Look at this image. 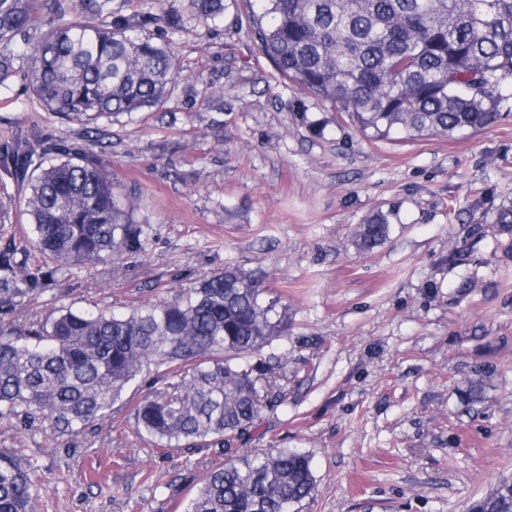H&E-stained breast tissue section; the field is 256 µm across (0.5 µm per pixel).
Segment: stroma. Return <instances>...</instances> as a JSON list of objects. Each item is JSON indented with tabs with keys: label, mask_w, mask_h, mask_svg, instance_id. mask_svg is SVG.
<instances>
[{
	"label": "stroma",
	"mask_w": 512,
	"mask_h": 512,
	"mask_svg": "<svg viewBox=\"0 0 512 512\" xmlns=\"http://www.w3.org/2000/svg\"><path fill=\"white\" fill-rule=\"evenodd\" d=\"M248 11L239 0L219 33L191 23L176 34L163 108L113 123L106 151L31 100L16 62L0 145L21 137L91 157L136 191L135 218L157 235L145 253L60 277L0 314V328L60 305L125 312L227 265L262 272L288 306L272 347L286 395L234 441L238 456L309 453L317 490L299 512H466L512 475V235L495 223L512 206V109L463 139H367L287 87ZM378 210L395 214L390 235L361 252L354 231ZM0 213L28 246L21 189L1 169ZM452 251L463 265L449 266ZM164 388L143 376L78 436L0 421V448L37 468L40 512H182L224 456H164L136 433L134 405Z\"/></svg>",
	"instance_id": "1"
}]
</instances>
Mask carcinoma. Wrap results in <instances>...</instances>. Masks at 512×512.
<instances>
[{
    "mask_svg": "<svg viewBox=\"0 0 512 512\" xmlns=\"http://www.w3.org/2000/svg\"><path fill=\"white\" fill-rule=\"evenodd\" d=\"M237 0H181L160 14L126 15L112 0H0V88L27 60L29 96L112 146L108 126L160 109L176 70L182 14L206 25ZM252 36L298 90L346 114L373 140L461 138L491 124L512 101V0H248ZM155 27L153 33L146 32ZM40 30L35 43L27 36ZM26 140L0 146V168L25 193L32 248L0 234V312L49 292L42 265L58 270L141 254L156 229L134 220L136 193L114 192L87 156L62 152L31 168ZM377 211L354 238L369 252L389 236ZM38 259L18 281L17 270ZM288 333V308L239 266L210 272L171 300L125 314L54 307L23 327L0 329V419L26 430L49 422L74 435L106 419L127 387L148 372L190 378L144 398L136 430L162 454L220 448L224 466L206 475L183 512H290L313 497L308 454L287 448L232 456L254 424L262 396H281L273 367L242 360ZM31 463L0 448V512H37ZM467 512H512L502 478Z\"/></svg>",
    "mask_w": 512,
    "mask_h": 512,
    "instance_id": "1",
    "label": "carcinoma"
}]
</instances>
